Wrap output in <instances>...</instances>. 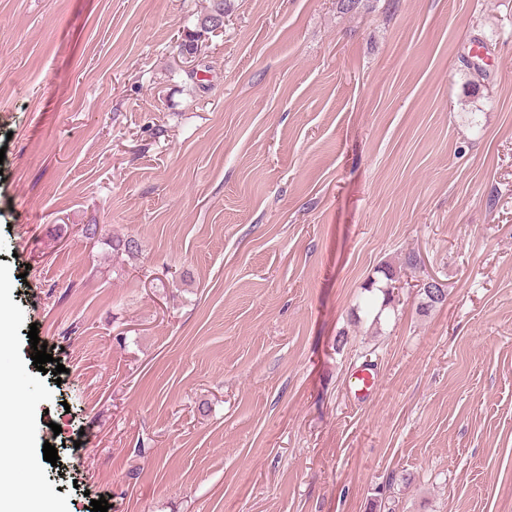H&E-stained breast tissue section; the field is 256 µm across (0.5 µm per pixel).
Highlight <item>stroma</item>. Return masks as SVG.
I'll use <instances>...</instances> for the list:
<instances>
[{
	"mask_svg": "<svg viewBox=\"0 0 512 512\" xmlns=\"http://www.w3.org/2000/svg\"><path fill=\"white\" fill-rule=\"evenodd\" d=\"M206 6L0 0V308L58 451L32 487L512 512V0H231L194 65ZM209 5L207 7V11L201 18H198V28L196 32L190 36L187 37L186 40H184L183 43H181L180 48L181 51L184 53H192L198 49V41L201 40V38L210 32L208 26L209 23H206V19L211 14L214 13H222L226 14L230 8H231V1L230 0H208ZM419 287H420V291L422 290L421 294L423 295V299H424L423 304H421V307H420V311L423 313L427 312L430 308L435 307L437 304H441L447 295V289L444 288V284L442 283V281H440L439 279H437L436 277H433V276H431L428 279H423L421 281V283L419 284ZM425 288L428 290V292H430L435 297H441V293L443 291H445L446 294L443 295V297L441 299L436 300V299L430 297L429 294L426 293ZM443 288H444V290H443ZM378 372L371 366H361L356 369L348 380V387L355 399H368L377 389Z\"/></svg>",
	"mask_w": 512,
	"mask_h": 512,
	"instance_id": "1",
	"label": "stroma"
}]
</instances>
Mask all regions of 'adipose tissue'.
Here are the masks:
<instances>
[{
  "instance_id": "adipose-tissue-1",
  "label": "adipose tissue",
  "mask_w": 512,
  "mask_h": 512,
  "mask_svg": "<svg viewBox=\"0 0 512 512\" xmlns=\"http://www.w3.org/2000/svg\"><path fill=\"white\" fill-rule=\"evenodd\" d=\"M11 322L0 315V452L11 455V466H0V512H61L60 506L43 493L22 494L18 484L35 473L39 463L32 456H16L24 447V434L19 429V414L32 413L35 402L27 391L23 368L8 350Z\"/></svg>"
}]
</instances>
